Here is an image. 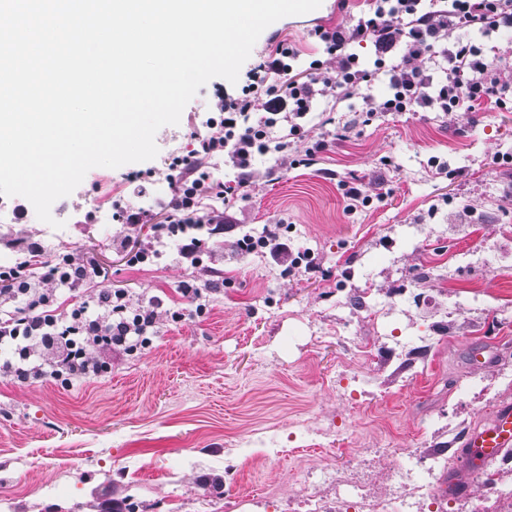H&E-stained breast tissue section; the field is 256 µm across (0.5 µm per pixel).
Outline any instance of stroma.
Segmentation results:
<instances>
[{
  "label": "stroma",
  "mask_w": 512,
  "mask_h": 512,
  "mask_svg": "<svg viewBox=\"0 0 512 512\" xmlns=\"http://www.w3.org/2000/svg\"><path fill=\"white\" fill-rule=\"evenodd\" d=\"M374 3L322 0L268 26L251 55L280 39L298 66L327 61L311 30L351 27ZM241 90L210 80L178 125L158 130L156 158L91 169L62 200L63 228L20 196L23 215L0 213V269L38 241L33 272L63 253L90 256L131 307L157 313L148 346L113 352L108 373L69 387L0 377V512H104L128 496L138 512H289L305 491L336 512L359 486L388 493L395 469L458 443L512 399V108L381 112L363 124L366 102L391 94L382 73L347 98H316L291 154L304 155L328 117L348 125L346 139L307 166L255 156L246 197L205 199L201 216L233 221L217 235L202 225L195 265L174 240L131 264L151 224L85 220L109 193L162 221L169 157L212 117L216 92ZM346 181L371 203L351 207ZM268 228L315 272L239 254L238 239ZM478 244L481 271L454 265ZM186 283L206 286L204 309L182 297ZM470 344L492 350L493 365L472 367ZM378 448L385 463L349 466Z\"/></svg>",
  "instance_id": "obj_1"
}]
</instances>
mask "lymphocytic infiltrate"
<instances>
[{"instance_id":"lymphocytic-infiltrate-1","label":"lymphocytic infiltrate","mask_w":512,"mask_h":512,"mask_svg":"<svg viewBox=\"0 0 512 512\" xmlns=\"http://www.w3.org/2000/svg\"><path fill=\"white\" fill-rule=\"evenodd\" d=\"M503 27H512V0H378L373 14L360 18L351 30L315 29L331 64L315 60L296 67L294 48L278 43L247 71L243 96L216 102L221 120H207V133L196 134L187 154L173 157L167 176L171 198L164 204L167 216L156 226V237L181 236L182 256L196 260L204 242L188 230L200 222V199L210 195L230 201L245 195L252 183L251 159L288 148L286 140L272 141L273 129L286 122L290 135H299V121L316 97L373 81L374 70L357 68L348 51L352 43L374 44L380 54L377 68H386L392 89L379 107H366V117L379 110L411 112L418 107L474 112L488 100L505 106L512 94V64L503 61L497 46H478L468 37L474 30L487 36ZM394 49L398 61L386 64L384 54ZM437 59L444 63L438 79L426 69ZM258 91L265 95L260 103L254 98ZM217 153L236 169L234 178L222 181L205 172ZM41 282V287H31L21 273L0 278V296L23 302L0 318V342L14 343L20 359L19 364L0 366V373L25 382L47 372L68 384L109 371L107 361L88 357V348L106 354L147 344L156 316L131 310L123 292L100 285L95 300L74 298L71 310L64 312L55 307L56 288L69 284L68 274L49 264Z\"/></svg>"}]
</instances>
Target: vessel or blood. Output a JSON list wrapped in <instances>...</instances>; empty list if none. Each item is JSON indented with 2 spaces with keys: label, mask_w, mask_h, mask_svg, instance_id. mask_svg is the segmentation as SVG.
Segmentation results:
<instances>
[{
  "label": "vessel or blood",
  "mask_w": 512,
  "mask_h": 512,
  "mask_svg": "<svg viewBox=\"0 0 512 512\" xmlns=\"http://www.w3.org/2000/svg\"><path fill=\"white\" fill-rule=\"evenodd\" d=\"M512 455V403L500 405L481 427L469 429L456 451V462L448 471L442 490L452 498L471 495L469 475Z\"/></svg>",
  "instance_id": "b4317fda"
}]
</instances>
